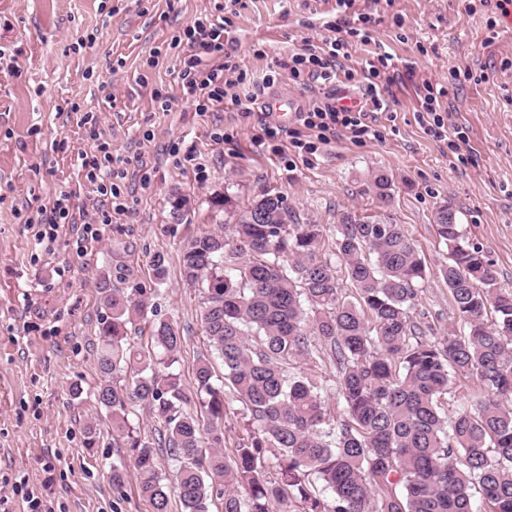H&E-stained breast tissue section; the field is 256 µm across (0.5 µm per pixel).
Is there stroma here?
<instances>
[{
    "label": "stroma",
    "mask_w": 512,
    "mask_h": 512,
    "mask_svg": "<svg viewBox=\"0 0 512 512\" xmlns=\"http://www.w3.org/2000/svg\"><path fill=\"white\" fill-rule=\"evenodd\" d=\"M372 15L368 44L342 59L346 79L334 89H302L277 61L305 44L332 37L335 0H0V501L29 512L27 493L55 512H152L127 475L123 499L112 491V422L94 392L95 360L105 313L99 283L145 289L148 312L136 323L138 348L151 346L152 325L174 323L184 337L174 371L193 387L208 354L199 319L203 293L183 282L184 242L210 232L231 234L258 195L282 194L292 219L324 227L320 250L331 258L342 214L403 225L427 266L420 308L436 331L452 317L440 269L448 258L434 226L438 206L458 210L469 238L512 288V34L490 25L483 0H355ZM229 19L225 46L246 73L240 96L199 111L178 87L181 48L174 36L204 16ZM382 51L400 75L377 83L394 116L383 136L356 144L339 138L312 161L292 158L288 141H262L267 103L363 98V67ZM442 88L440 111L468 137L449 154L418 117L423 83ZM100 132L91 140L84 115ZM106 142L123 212L112 209L74 158ZM384 172L392 190L381 204L372 177ZM69 221L52 242L37 243L32 218L61 194ZM185 196L174 211L175 195ZM227 197V207L214 197ZM99 238L84 224L101 214ZM166 259L155 285L151 261ZM83 392L73 396L72 383ZM94 426L96 448L84 430Z\"/></svg>",
    "instance_id": "stroma-1"
}]
</instances>
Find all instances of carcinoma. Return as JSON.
<instances>
[{
	"mask_svg": "<svg viewBox=\"0 0 512 512\" xmlns=\"http://www.w3.org/2000/svg\"><path fill=\"white\" fill-rule=\"evenodd\" d=\"M373 186L388 203V176ZM435 231L448 248L440 274L453 320L429 335L419 322L426 265L400 224L342 216L335 256L349 294L317 255L323 226L291 223L280 194L257 196L230 239L190 238L182 278L204 292L200 321L224 381L204 355L189 392L173 373L179 329L159 321L152 350L135 349L143 290L102 280L95 397L154 512H169L173 496L181 512H210L216 497L222 512H475V492L483 512H512V289L499 285L453 208L439 207ZM326 360L345 415L329 429ZM292 363L299 371L290 375ZM125 371L127 383L112 381ZM462 379L474 388L450 412L443 399ZM226 387L247 431L231 455ZM134 402L164 424V449L178 463L171 483L131 423ZM192 403L199 411L185 410Z\"/></svg>",
	"mask_w": 512,
	"mask_h": 512,
	"instance_id": "carcinoma-1",
	"label": "carcinoma"
}]
</instances>
